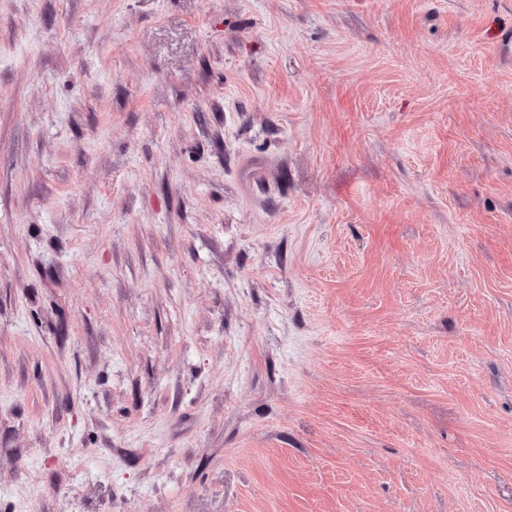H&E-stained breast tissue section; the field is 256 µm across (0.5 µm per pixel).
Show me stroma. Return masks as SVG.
<instances>
[{
    "label": "stroma",
    "instance_id": "1",
    "mask_svg": "<svg viewBox=\"0 0 512 512\" xmlns=\"http://www.w3.org/2000/svg\"><path fill=\"white\" fill-rule=\"evenodd\" d=\"M512 0H0V512H512Z\"/></svg>",
    "mask_w": 512,
    "mask_h": 512
}]
</instances>
